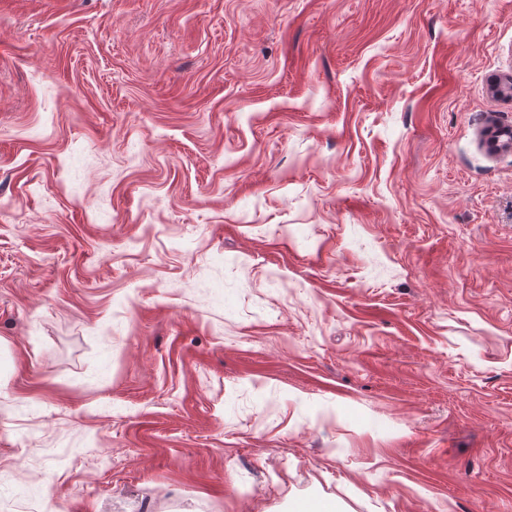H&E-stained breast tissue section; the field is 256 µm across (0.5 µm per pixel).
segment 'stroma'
Listing matches in <instances>:
<instances>
[{
    "label": "stroma",
    "instance_id": "1",
    "mask_svg": "<svg viewBox=\"0 0 512 512\" xmlns=\"http://www.w3.org/2000/svg\"><path fill=\"white\" fill-rule=\"evenodd\" d=\"M512 0H0V512H512Z\"/></svg>",
    "mask_w": 512,
    "mask_h": 512
}]
</instances>
